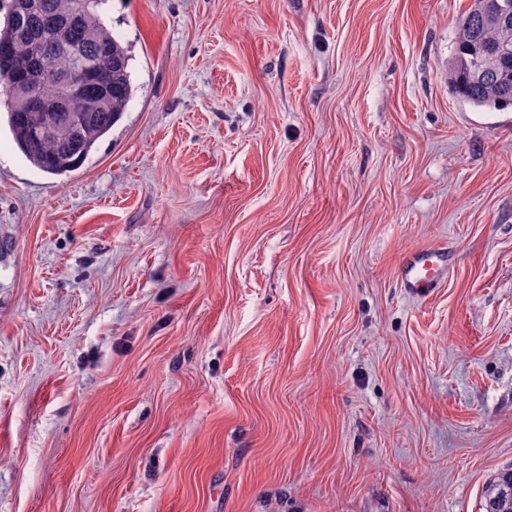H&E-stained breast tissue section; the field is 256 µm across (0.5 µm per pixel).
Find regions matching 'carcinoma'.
<instances>
[{
	"label": "carcinoma",
	"mask_w": 512,
	"mask_h": 512,
	"mask_svg": "<svg viewBox=\"0 0 512 512\" xmlns=\"http://www.w3.org/2000/svg\"><path fill=\"white\" fill-rule=\"evenodd\" d=\"M495 0H470L456 19V41L448 63V87L462 102L480 109H512V64L504 67L492 49L512 43V15L503 19ZM107 0H0V95L21 84L38 65L47 72L37 94L48 108L61 100L62 78L77 71L85 93L105 92L88 112H65L64 134L39 131L43 112L6 101V120L27 161L54 176L66 175L96 150L126 112L135 94L131 56L105 17ZM488 512H512V470L497 473L483 490Z\"/></svg>",
	"instance_id": "cac0c4a2"
}]
</instances>
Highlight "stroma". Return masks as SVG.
<instances>
[{"label":"stroma","mask_w":512,"mask_h":512,"mask_svg":"<svg viewBox=\"0 0 512 512\" xmlns=\"http://www.w3.org/2000/svg\"><path fill=\"white\" fill-rule=\"evenodd\" d=\"M469 3L109 0L97 150L49 175L0 124V512H483L512 120L440 77ZM448 267L447 247H432L407 255L400 271L402 288L416 295L437 288L441 271Z\"/></svg>","instance_id":"1"}]
</instances>
